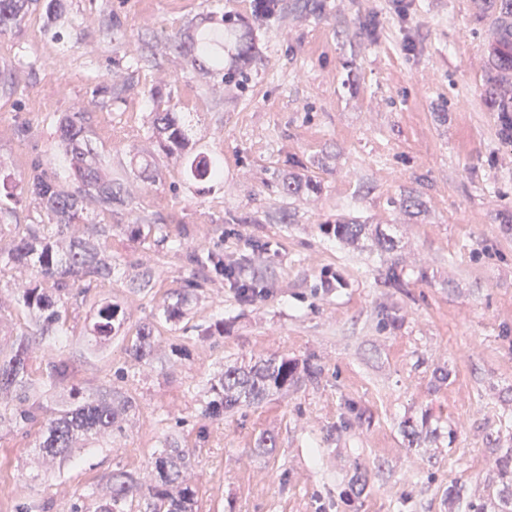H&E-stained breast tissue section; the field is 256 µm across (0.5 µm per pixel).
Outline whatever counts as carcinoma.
<instances>
[{
    "mask_svg": "<svg viewBox=\"0 0 512 512\" xmlns=\"http://www.w3.org/2000/svg\"><path fill=\"white\" fill-rule=\"evenodd\" d=\"M30 0H0V33L12 31L20 24L21 14ZM500 43L493 47V70L486 78L489 105L499 114V133L512 142V93L501 88L499 72L512 69V0H499ZM378 23L371 13L359 17L360 34L371 42L378 39ZM232 43L241 50L251 46L249 30L230 25L225 31L215 30L197 41L189 51L195 58H204L209 68L224 81L236 79L224 71L223 56L214 46ZM154 126L162 150L183 152L188 135L177 112L155 113ZM56 135L65 147L69 175L62 181L41 167L34 168L22 185L38 205V214L49 219L47 224H27L23 233L12 231L11 225L0 224V272L16 265L31 271V280L15 289V301L26 308L32 322L16 333L9 350L0 349V397L10 398V421L18 427L39 426L35 454L42 463L65 461L73 456L79 440L96 442L112 431L122 430L125 415L133 408L131 398L105 387L82 395L73 392V400L46 416L38 391L42 387H58L70 376V364L48 353L41 369V381L32 379L30 359L32 346L47 339L67 335L69 308L86 297L91 283L112 279L119 264L112 261V232L121 230L137 237L139 224H86L84 213L94 202L101 212H112V203L119 200L120 190L112 184L103 168L100 155L91 147L90 129L81 121L63 117L56 126ZM192 178L198 182L218 181L224 175L220 162L196 155L187 157ZM323 228L340 240L354 241L365 233V225L338 221ZM218 258L213 255L189 254V262L198 273L207 276L216 270ZM250 260L241 258L224 264L218 274L239 282L242 288H258L261 279H244ZM385 285L406 286L404 271L393 260L382 264ZM121 325L118 307L106 303L94 306L92 321L84 326V336L100 346L112 339ZM132 361L147 364L155 357L153 328L142 327L129 349ZM299 364L286 356L258 360L247 367H228L218 382L207 390L209 398L203 413L219 417L244 405L255 404L267 397L288 390L300 380ZM190 452L173 441L152 462V469L135 476L114 473L101 491L78 496L69 512H127L134 498L142 501L143 512H193L194 491L187 474L192 469Z\"/></svg>",
    "mask_w": 512,
    "mask_h": 512,
    "instance_id": "carcinoma-1",
    "label": "carcinoma"
}]
</instances>
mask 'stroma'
<instances>
[{"mask_svg": "<svg viewBox=\"0 0 512 512\" xmlns=\"http://www.w3.org/2000/svg\"><path fill=\"white\" fill-rule=\"evenodd\" d=\"M292 2L283 23L257 20L253 0H63L57 18L33 8L0 35V203L11 223L37 216L20 191L35 164L68 174L64 116L84 117L122 188L111 215L89 214L117 225L121 274L93 283L72 315L83 326L108 302L125 322L101 347L62 339L74 373L41 403L53 410L69 389L107 383L135 402L122 431L49 467L33 462L37 428L0 422V512H68L112 473L142 474L168 440L195 454L197 512H470L512 493L498 465L512 448V144L484 84L495 24L482 0H405L402 14L393 0H324L320 14ZM367 12L379 43L358 32ZM229 14L256 35L245 58L222 49L240 86L194 70L183 44ZM99 85L111 94L94 97ZM158 112L186 113L195 152L223 164V181L195 183L183 157L159 149ZM278 174L313 187L281 195L269 185ZM410 195L420 213L401 209ZM147 216L167 224L166 244L121 232ZM339 219L392 235L395 259L424 279L385 287L371 235L349 245L324 233ZM194 251L250 256L266 294L243 301L216 275L188 293L179 321L159 320L191 279ZM30 277L0 276L4 335L30 321L12 293ZM218 322L223 335H207ZM149 323L156 356L137 365L127 350ZM281 356L316 377L203 416V388L224 368ZM265 433L270 454L258 446Z\"/></svg>", "mask_w": 512, "mask_h": 512, "instance_id": "35a3bbf8", "label": "stroma"}]
</instances>
